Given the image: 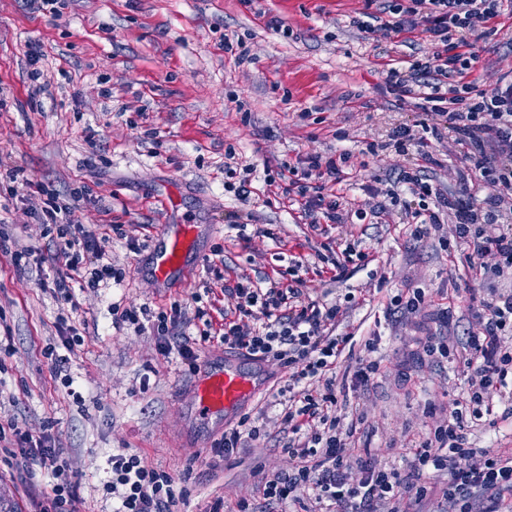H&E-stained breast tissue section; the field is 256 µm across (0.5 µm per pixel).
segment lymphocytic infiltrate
I'll list each match as a JSON object with an SVG mask.
<instances>
[{
	"label": "lymphocytic infiltrate",
	"mask_w": 512,
	"mask_h": 512,
	"mask_svg": "<svg viewBox=\"0 0 512 512\" xmlns=\"http://www.w3.org/2000/svg\"><path fill=\"white\" fill-rule=\"evenodd\" d=\"M505 0H378L381 12L395 15L392 32L423 29L431 49L408 68H388L384 82L398 100H422L426 120L420 129L396 127L389 140L396 152L418 145L419 157L434 164L430 137L449 131L458 145L477 158L476 178L490 193L482 204L467 194L451 199L421 175L403 170L398 178L412 196L422 199L410 210L414 237L440 230L444 213L453 227L445 249H467L480 276H492L481 286L482 318L477 332L467 340L454 335L448 314H441L444 336L425 339L427 355L455 361L464 387L449 396L448 418L410 448L408 473L395 464L363 458L352 440L356 423L338 413L336 369L351 343L352 334L337 333L340 307L324 300L299 304L306 283L302 261H292L291 283H236L224 289V324L221 343L245 352L257 361H276L290 368L286 387L276 396L283 406L281 421L288 430L285 467L262 478L254 499L243 501L239 512H286L299 504L300 512H420L433 497L453 503L455 512H505L503 493H512V453L491 448L475 449L466 442L469 428L494 426L497 419L512 418V78L501 77L489 90L475 74L478 56L474 46L494 32L490 22L500 16ZM335 159L310 154L300 166L288 170L283 193L298 205L312 224L327 220L343 224L349 217L366 220L363 207L349 210L339 201H326L313 192L310 179L338 178ZM69 205L49 194L40 214L46 233L57 245L52 257L32 248L15 251L13 267L26 274L43 264H53L52 279L41 280L56 301L74 298L72 282L97 288L122 276L109 259L110 236L67 221ZM206 309L196 308V319ZM191 318V319H194ZM136 330L151 329L162 354H174L188 371H196L200 344L208 333L191 337L185 308L172 305L158 312L151 324L141 322L137 311L122 314ZM106 483L117 507L115 512H175L180 499L169 473L149 467L124 448L113 450ZM0 465L17 475L30 494L31 512H77L76 487L62 448L51 432L33 435L18 420L0 424ZM444 475L442 488L424 481L426 472ZM51 479L48 490H37V473Z\"/></svg>",
	"instance_id": "1"
}]
</instances>
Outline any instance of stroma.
I'll list each match as a JSON object with an SVG mask.
<instances>
[{
    "label": "stroma",
    "instance_id": "1",
    "mask_svg": "<svg viewBox=\"0 0 512 512\" xmlns=\"http://www.w3.org/2000/svg\"><path fill=\"white\" fill-rule=\"evenodd\" d=\"M368 10L366 0H66L51 15L0 0V229L9 235L0 249V336L13 340L0 354V420L17 418L35 435L52 422L74 471L78 512H112L103 484L116 448L190 489L178 512H208L217 499L223 512H237L262 474L284 464L279 410L262 396L245 410L262 413L263 446L226 461L213 457L223 426L194 414V378L158 350L154 336L116 327L126 308L156 313L179 302L191 313L196 292L218 327L225 285L245 276L277 282L287 260L308 262L310 298L356 297L340 332L385 338L373 383L344 398L347 417L362 421V445L382 462L400 459L430 425L428 402L447 404L449 391L460 389L449 363L424 361L420 341L439 334V313L449 305L456 336L466 337L475 324L468 254L444 251L434 237L413 238L403 222L411 196L396 177L417 156L386 145L392 128L417 124L424 114L414 100H396L382 72L428 51L430 41L419 29L365 33L352 26ZM273 18L278 26H270ZM493 25L496 35L477 49L476 73L486 89L512 69V12ZM228 38L242 40L247 56L225 52ZM35 40L45 54L37 93L26 57ZM372 144L378 153H369ZM313 152L337 159L342 170L339 180H323L326 199L358 204L371 190H396L399 203L384 223L334 224L320 235L297 207L275 203L277 166ZM433 152V185L458 191L469 168L462 148L446 137ZM10 167L26 171L33 200L44 185L79 194L73 223L126 231L110 248L124 272L121 285L76 292L69 310L88 330L72 358L69 386L55 379L42 354L60 342L57 305L10 262V251L23 246L55 248L19 210ZM244 178L253 187L246 201L227 190ZM170 196L179 206L168 215L161 202ZM188 217L207 227L197 271L187 283L158 287L148 252H130L125 238L151 241L159 224ZM242 221L243 239L230 228ZM347 240L358 241L369 258L351 262L349 280L336 281L330 261ZM218 249L224 264L215 272L209 265ZM405 288L424 290V308L385 320L389 298ZM453 288L460 294L451 304Z\"/></svg>",
    "mask_w": 512,
    "mask_h": 512
}]
</instances>
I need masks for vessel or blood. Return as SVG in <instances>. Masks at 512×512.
<instances>
[{
    "label": "vessel or blood",
    "instance_id": "1",
    "mask_svg": "<svg viewBox=\"0 0 512 512\" xmlns=\"http://www.w3.org/2000/svg\"><path fill=\"white\" fill-rule=\"evenodd\" d=\"M150 271L157 285L187 280L197 268L198 226L183 220L160 225L156 233ZM266 387L255 373L238 367L234 359H225L223 367H204L193 391V406L204 419L220 418L241 403L253 400Z\"/></svg>",
    "mask_w": 512,
    "mask_h": 512
}]
</instances>
